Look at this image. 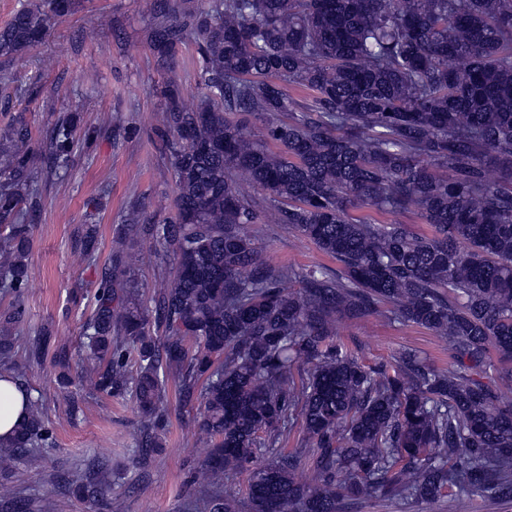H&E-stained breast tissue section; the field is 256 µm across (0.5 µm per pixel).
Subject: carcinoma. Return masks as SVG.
<instances>
[{
  "instance_id": "obj_1",
  "label": "carcinoma",
  "mask_w": 512,
  "mask_h": 512,
  "mask_svg": "<svg viewBox=\"0 0 512 512\" xmlns=\"http://www.w3.org/2000/svg\"><path fill=\"white\" fill-rule=\"evenodd\" d=\"M151 41L172 52L190 34L200 92L174 81L157 128L171 138L176 214L137 224L149 253L115 241L83 324L87 365L46 333L58 383L131 397L147 442L162 445L169 387L209 452L194 477L196 512H345L346 500L447 489L512 499V401L487 381L490 351L512 362V0H144ZM71 0L17 10L0 29V70L43 37ZM307 92L292 98L286 87ZM276 115L261 136L248 118ZM70 123L44 147L67 168ZM28 129L0 128V371L12 360L28 280ZM246 176L253 193L241 189ZM389 216L367 224L351 212ZM419 217L429 235L409 231ZM286 224L336 261L276 268L251 226ZM86 259L96 229L84 230ZM173 279L144 305L146 259ZM297 281L299 288L285 283ZM388 313L440 337L438 369L416 351L368 367L336 339V318ZM0 439V476L48 436L43 401ZM300 425L299 446L280 443ZM244 487H236L239 476ZM105 512L110 476L84 482Z\"/></svg>"
}]
</instances>
